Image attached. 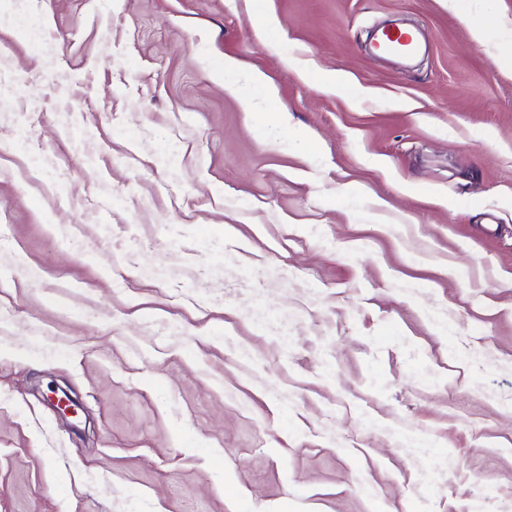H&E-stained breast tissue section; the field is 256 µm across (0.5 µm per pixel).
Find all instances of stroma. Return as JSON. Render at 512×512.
Wrapping results in <instances>:
<instances>
[{"instance_id":"1","label":"stroma","mask_w":512,"mask_h":512,"mask_svg":"<svg viewBox=\"0 0 512 512\" xmlns=\"http://www.w3.org/2000/svg\"><path fill=\"white\" fill-rule=\"evenodd\" d=\"M0 51V512H512V0H0ZM409 35V37L407 35ZM384 41H398L404 42L408 46V50L406 53L401 54L399 56H411L415 54L418 50V40L416 35L410 34L406 31H384L382 29L378 35L375 37L373 44V51L378 55H392L385 51L384 49ZM238 71V66L235 62L225 61L224 62V87L229 88L232 92L237 94H241L244 98L245 105L248 109H252L255 107V103L251 98L249 91L255 87L263 84V79L259 75H247L243 77L244 84H239L240 79H236L233 81H226L227 75H233Z\"/></svg>"}]
</instances>
